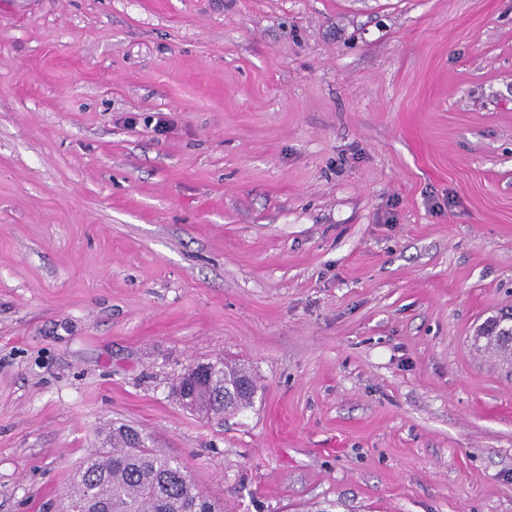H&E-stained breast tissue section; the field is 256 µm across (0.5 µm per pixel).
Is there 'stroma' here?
Masks as SVG:
<instances>
[{
    "label": "stroma",
    "mask_w": 512,
    "mask_h": 512,
    "mask_svg": "<svg viewBox=\"0 0 512 512\" xmlns=\"http://www.w3.org/2000/svg\"><path fill=\"white\" fill-rule=\"evenodd\" d=\"M510 306L512 0H0V512L121 424L224 512H512ZM512 309L502 311L489 319L481 328L476 340H485L487 348L493 349L504 363L512 364V335L509 330ZM212 363L218 368L213 381L191 386L188 395H193L202 404L206 416L210 418H223L224 414H236L253 404L257 393V386L245 367L228 365L223 359H216ZM222 368V370H221ZM224 374L232 378V384L242 378L248 379L246 390H236L229 395L224 393Z\"/></svg>",
    "instance_id": "1"
}]
</instances>
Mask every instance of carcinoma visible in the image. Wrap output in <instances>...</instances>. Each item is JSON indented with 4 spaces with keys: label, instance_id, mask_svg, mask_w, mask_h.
Instances as JSON below:
<instances>
[{
    "label": "carcinoma",
    "instance_id": "cac0c4a2",
    "mask_svg": "<svg viewBox=\"0 0 512 512\" xmlns=\"http://www.w3.org/2000/svg\"><path fill=\"white\" fill-rule=\"evenodd\" d=\"M512 309L489 319L476 336L504 363L512 364ZM213 381L190 387L206 416L222 418L253 404L257 386L246 368L217 359ZM175 383L177 400L186 394ZM100 461L83 465L68 497V512H221L200 490L189 468L154 446L151 437L126 425L104 436Z\"/></svg>",
    "mask_w": 512,
    "mask_h": 512
}]
</instances>
